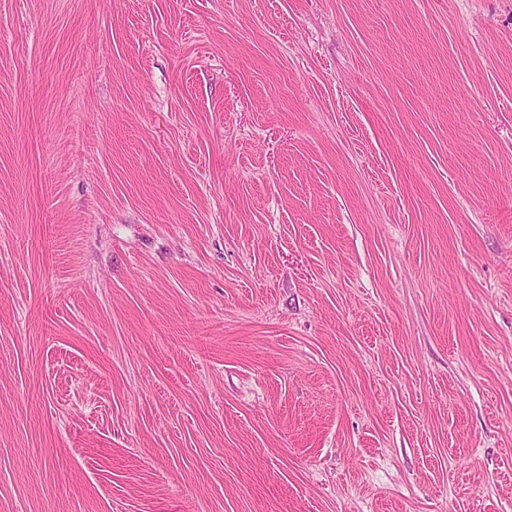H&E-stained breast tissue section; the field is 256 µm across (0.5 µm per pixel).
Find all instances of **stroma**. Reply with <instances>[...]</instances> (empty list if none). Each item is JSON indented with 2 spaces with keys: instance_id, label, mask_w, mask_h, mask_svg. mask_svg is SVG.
I'll return each instance as SVG.
<instances>
[{
  "instance_id": "35a3bbf8",
  "label": "stroma",
  "mask_w": 512,
  "mask_h": 512,
  "mask_svg": "<svg viewBox=\"0 0 512 512\" xmlns=\"http://www.w3.org/2000/svg\"><path fill=\"white\" fill-rule=\"evenodd\" d=\"M0 512H512V0H0Z\"/></svg>"
}]
</instances>
